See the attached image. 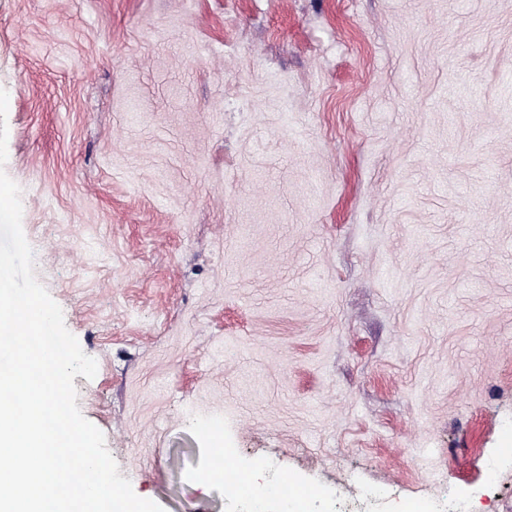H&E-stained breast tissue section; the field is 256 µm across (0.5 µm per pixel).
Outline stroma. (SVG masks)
Wrapping results in <instances>:
<instances>
[{
	"label": "stroma",
	"mask_w": 512,
	"mask_h": 512,
	"mask_svg": "<svg viewBox=\"0 0 512 512\" xmlns=\"http://www.w3.org/2000/svg\"><path fill=\"white\" fill-rule=\"evenodd\" d=\"M0 88L138 496L512 512V0H0ZM263 469V464L260 462L252 466L253 480L249 484L250 491L258 498L267 501L269 498H275L279 503L281 512H303L305 511L304 505L308 500L307 495L299 494L295 497L284 499L282 496L276 495L270 491L265 485L257 482V475Z\"/></svg>",
	"instance_id": "1"
}]
</instances>
